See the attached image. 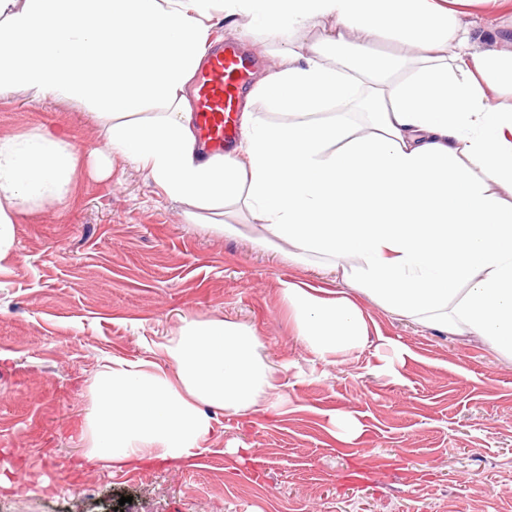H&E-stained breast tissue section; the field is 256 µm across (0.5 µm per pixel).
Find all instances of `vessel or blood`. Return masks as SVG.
<instances>
[{
  "mask_svg": "<svg viewBox=\"0 0 512 512\" xmlns=\"http://www.w3.org/2000/svg\"><path fill=\"white\" fill-rule=\"evenodd\" d=\"M253 66V58L230 33L197 72L193 120L202 158L231 152L236 135L235 113Z\"/></svg>",
  "mask_w": 512,
  "mask_h": 512,
  "instance_id": "1",
  "label": "vessel or blood"
}]
</instances>
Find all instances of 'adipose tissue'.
Returning <instances> with one entry per match:
<instances>
[{
    "label": "adipose tissue",
    "instance_id": "adipose-tissue-1",
    "mask_svg": "<svg viewBox=\"0 0 512 512\" xmlns=\"http://www.w3.org/2000/svg\"><path fill=\"white\" fill-rule=\"evenodd\" d=\"M248 23L295 42L325 19L312 57L257 80L242 105V138L200 161L186 88L210 43L209 22ZM356 27L392 42L347 43ZM23 84L56 98L135 114L115 124L106 153L124 156L171 197L240 201L300 257L350 271L390 311L512 356V49L482 48L448 0H0V90ZM356 98L369 131L353 135L326 109ZM278 120H257L253 102ZM80 164L51 132L0 138V262L16 217L65 196ZM298 341L329 360L369 342L364 313L288 282ZM259 336L221 321L185 325L160 343L169 363L113 359L98 375L86 425L90 457L121 471L206 450L215 408L259 400L278 409Z\"/></svg>",
    "mask_w": 512,
    "mask_h": 512
}]
</instances>
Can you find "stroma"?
I'll return each mask as SVG.
<instances>
[{"mask_svg": "<svg viewBox=\"0 0 512 512\" xmlns=\"http://www.w3.org/2000/svg\"><path fill=\"white\" fill-rule=\"evenodd\" d=\"M468 12L481 46L512 36V0ZM332 26L251 51L279 64L309 57ZM123 120L20 85L0 91V138L48 130L82 158L66 197L19 217L0 266V512H512V358L388 311L319 262L289 261L288 243L263 249L272 228L243 204L169 197L116 154L90 165ZM225 223L233 234L215 232ZM286 281L351 297L369 345L313 356L296 337ZM188 320L259 336L282 409L212 411L208 449L185 462L100 468L81 427L103 365L168 368L156 345ZM397 348L408 356L393 371ZM339 411L362 425L360 443L332 435Z\"/></svg>", "mask_w": 512, "mask_h": 512, "instance_id": "1", "label": "stroma"}]
</instances>
